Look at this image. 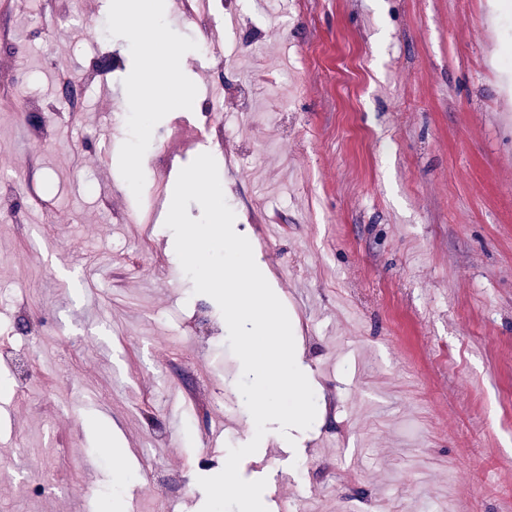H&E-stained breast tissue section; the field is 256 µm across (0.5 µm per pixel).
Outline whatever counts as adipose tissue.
I'll list each match as a JSON object with an SVG mask.
<instances>
[{
    "label": "adipose tissue",
    "mask_w": 512,
    "mask_h": 512,
    "mask_svg": "<svg viewBox=\"0 0 512 512\" xmlns=\"http://www.w3.org/2000/svg\"><path fill=\"white\" fill-rule=\"evenodd\" d=\"M146 52L156 46H165V56L150 77H135L126 88V100L134 112H163L170 106L171 95H178L182 102H191L194 89L181 66L183 52L168 40L166 30L157 18L147 20L141 38Z\"/></svg>",
    "instance_id": "adipose-tissue-1"
}]
</instances>
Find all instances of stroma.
Returning <instances> with one entry per match:
<instances>
[{"label":"stroma","instance_id":"1","mask_svg":"<svg viewBox=\"0 0 512 512\" xmlns=\"http://www.w3.org/2000/svg\"><path fill=\"white\" fill-rule=\"evenodd\" d=\"M59 3L106 16L128 51L111 98L62 124L61 75L83 80L102 47L48 35L42 0L0 8V512H201L198 477L254 436L217 303L172 252L156 261L172 232L143 221L175 148L215 158L321 397L293 446L266 437L240 463L267 512L286 494L308 512H512V0H288L284 33L260 0H216L212 40L232 4L237 41L263 44L224 75L249 93L223 122L246 107L251 128L223 136L202 96L126 112L151 66L134 27L105 0ZM164 22L194 75L216 72L189 21ZM130 150L160 165L129 185ZM98 257L114 265L86 281ZM47 467L54 485L22 493Z\"/></svg>","mask_w":512,"mask_h":512}]
</instances>
